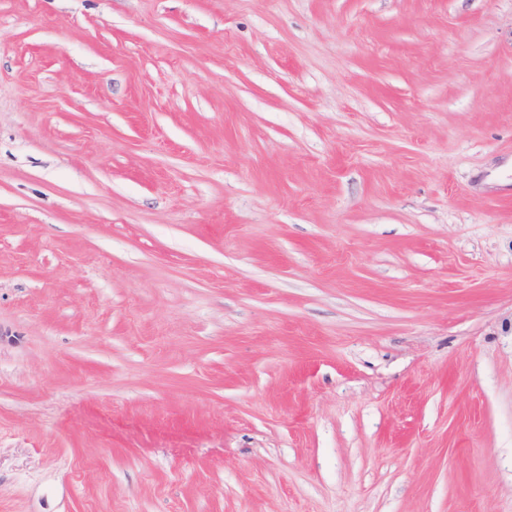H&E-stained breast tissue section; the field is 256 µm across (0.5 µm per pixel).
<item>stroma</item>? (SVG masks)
Here are the masks:
<instances>
[{"instance_id": "obj_1", "label": "stroma", "mask_w": 512, "mask_h": 512, "mask_svg": "<svg viewBox=\"0 0 512 512\" xmlns=\"http://www.w3.org/2000/svg\"><path fill=\"white\" fill-rule=\"evenodd\" d=\"M0 512H512V0H0Z\"/></svg>"}]
</instances>
